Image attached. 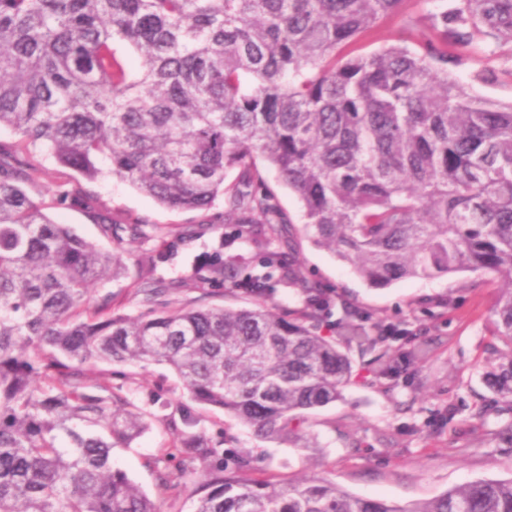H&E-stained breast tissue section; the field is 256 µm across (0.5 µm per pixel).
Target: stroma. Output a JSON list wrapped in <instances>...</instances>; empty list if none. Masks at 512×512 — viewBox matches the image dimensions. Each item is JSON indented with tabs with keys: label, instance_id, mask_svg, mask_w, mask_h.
I'll return each mask as SVG.
<instances>
[{
	"label": "stroma",
	"instance_id": "obj_1",
	"mask_svg": "<svg viewBox=\"0 0 512 512\" xmlns=\"http://www.w3.org/2000/svg\"><path fill=\"white\" fill-rule=\"evenodd\" d=\"M435 7L434 0H404L399 12L361 38L360 47L373 51L396 42L411 20ZM511 66V45L490 53L479 48L455 75L476 93L508 103L512 79L501 71ZM484 69L499 70V79L476 81V74ZM27 188L55 222L71 225L106 251L113 243L100 235L98 213L142 224L145 238L130 243L124 255L126 275L106 285L119 312L138 313L133 284L148 266L153 267L154 278L165 284L181 278L196 281V288L183 292V299L200 296L208 306L250 304V296L233 298L223 288L196 280L198 256L212 251L233 230L224 221L223 200L205 211L170 209L126 182L109 176L90 182L47 156L36 157ZM77 192L90 196L93 209L72 206L70 196ZM163 252L169 259L161 263L157 257ZM298 257L310 279L361 306L372 323L392 325L414 336L428 353L425 363L385 378L371 369L370 355L352 351L355 373L343 400L308 416L309 430L320 443L313 452L259 438L222 410L201 408L167 366L92 363L85 367L89 382L110 380L142 409L148 423L140 437L113 448L114 464L150 497L159 498L162 512H193L198 462L184 466L189 470L184 477L180 474L184 467L164 456L172 420L188 410L198 419V431L222 442L225 455L252 456L255 478L272 475L286 482L318 476L360 497L406 505L471 480L512 477V414L486 383L498 345L492 330L501 281L490 273L465 271L373 288L349 265L308 240H300ZM163 474L179 478L176 493L159 494Z\"/></svg>",
	"mask_w": 512,
	"mask_h": 512
}]
</instances>
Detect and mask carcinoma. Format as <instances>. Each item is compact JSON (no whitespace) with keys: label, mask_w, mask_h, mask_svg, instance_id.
Wrapping results in <instances>:
<instances>
[{"label":"carcinoma","mask_w":512,"mask_h":512,"mask_svg":"<svg viewBox=\"0 0 512 512\" xmlns=\"http://www.w3.org/2000/svg\"><path fill=\"white\" fill-rule=\"evenodd\" d=\"M402 2L0 0V127L19 135L0 146V512H161L112 462L145 415L110 383H88L90 360L166 365L196 404L314 449L308 414L343 398L351 348L387 377L427 357L392 349L412 337L306 280L267 168L299 198L311 242L372 287L459 271L507 282L487 381L512 408V103L453 74L475 45L512 44V0H449L412 38L353 49ZM121 43L142 57L134 75ZM38 153L169 208L223 197L224 223L256 253L210 258L207 279L247 295L286 282L302 306L160 303L168 289L142 271L144 312L112 313L99 286L126 275L123 234L140 238L142 225L102 217L108 252L56 223L24 186ZM336 305L339 334H318ZM196 424L184 415L168 449L201 463L195 512H512V477L408 505L320 477L251 478V457L224 461Z\"/></svg>","instance_id":"cac0c4a2"}]
</instances>
